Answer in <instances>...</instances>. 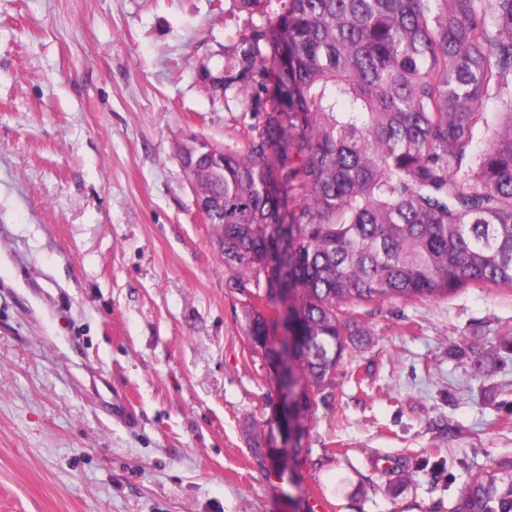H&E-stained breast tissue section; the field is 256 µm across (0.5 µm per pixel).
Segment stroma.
<instances>
[{
    "label": "stroma",
    "mask_w": 512,
    "mask_h": 512,
    "mask_svg": "<svg viewBox=\"0 0 512 512\" xmlns=\"http://www.w3.org/2000/svg\"><path fill=\"white\" fill-rule=\"evenodd\" d=\"M236 0H0V512H448L512 463V289L360 307L299 457L180 147H244Z\"/></svg>",
    "instance_id": "obj_1"
}]
</instances>
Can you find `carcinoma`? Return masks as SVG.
Masks as SVG:
<instances>
[{
  "label": "carcinoma",
  "mask_w": 512,
  "mask_h": 512,
  "mask_svg": "<svg viewBox=\"0 0 512 512\" xmlns=\"http://www.w3.org/2000/svg\"><path fill=\"white\" fill-rule=\"evenodd\" d=\"M255 70L275 89L246 147L194 137L180 157L232 288L292 301L297 454L356 308L512 288V0H284L230 81ZM247 337L280 358L258 307ZM450 512H512V464Z\"/></svg>",
  "instance_id": "cac0c4a2"
}]
</instances>
